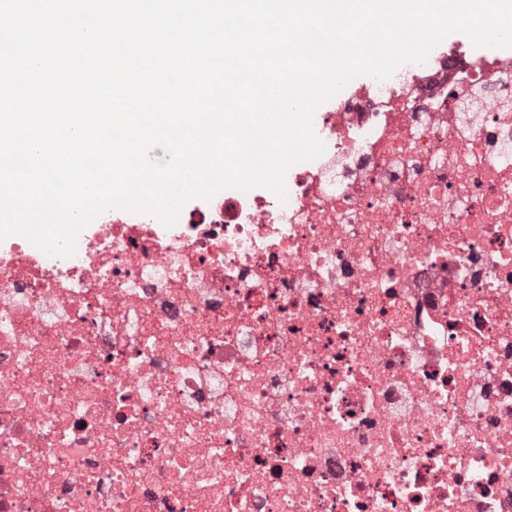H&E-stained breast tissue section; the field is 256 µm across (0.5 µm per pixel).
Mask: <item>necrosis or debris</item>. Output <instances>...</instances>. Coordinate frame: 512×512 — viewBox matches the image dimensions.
<instances>
[{
  "instance_id": "necrosis-or-debris-1",
  "label": "necrosis or debris",
  "mask_w": 512,
  "mask_h": 512,
  "mask_svg": "<svg viewBox=\"0 0 512 512\" xmlns=\"http://www.w3.org/2000/svg\"><path fill=\"white\" fill-rule=\"evenodd\" d=\"M313 123L286 200L0 241V512H512V54Z\"/></svg>"
}]
</instances>
